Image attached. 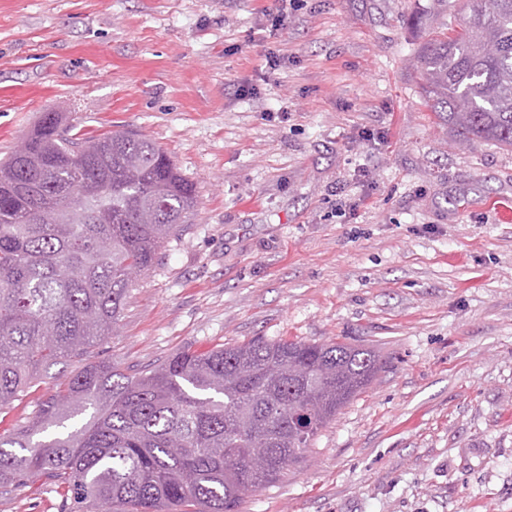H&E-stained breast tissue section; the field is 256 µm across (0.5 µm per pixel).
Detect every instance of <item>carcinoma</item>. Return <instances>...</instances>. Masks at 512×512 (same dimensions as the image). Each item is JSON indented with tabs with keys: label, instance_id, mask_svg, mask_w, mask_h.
<instances>
[{
	"label": "carcinoma",
	"instance_id": "1",
	"mask_svg": "<svg viewBox=\"0 0 512 512\" xmlns=\"http://www.w3.org/2000/svg\"><path fill=\"white\" fill-rule=\"evenodd\" d=\"M469 3L461 30L420 50L426 105L460 139L511 148L512 0ZM61 123L44 113L0 162V407L112 332L132 279L197 203L145 137L66 138ZM380 368L371 348L262 337L132 374L90 362L32 425L0 435V488L36 476L100 512H237Z\"/></svg>",
	"mask_w": 512,
	"mask_h": 512
}]
</instances>
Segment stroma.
<instances>
[{
  "label": "stroma",
  "mask_w": 512,
  "mask_h": 512,
  "mask_svg": "<svg viewBox=\"0 0 512 512\" xmlns=\"http://www.w3.org/2000/svg\"><path fill=\"white\" fill-rule=\"evenodd\" d=\"M0 0V157L41 113L132 129L197 194L93 351L130 373L257 336L382 369L238 512H512V149L449 134L417 54L466 0ZM280 59L269 68L265 55ZM79 361L0 409L32 424ZM0 512H78L43 478Z\"/></svg>",
  "instance_id": "35a3bbf8"
}]
</instances>
